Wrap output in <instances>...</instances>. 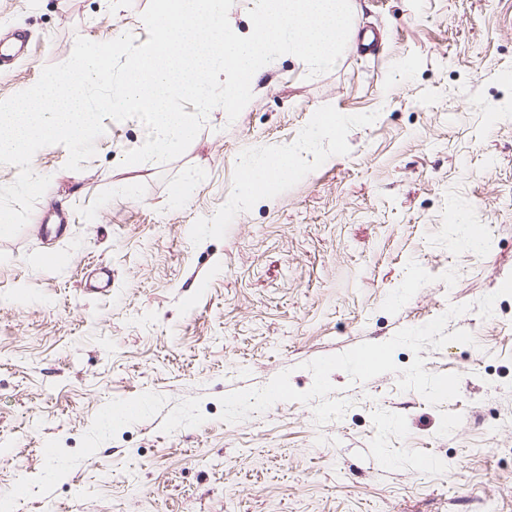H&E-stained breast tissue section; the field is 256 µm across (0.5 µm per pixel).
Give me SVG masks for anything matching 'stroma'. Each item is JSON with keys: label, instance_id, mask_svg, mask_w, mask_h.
I'll return each mask as SVG.
<instances>
[{"label": "stroma", "instance_id": "1", "mask_svg": "<svg viewBox=\"0 0 512 512\" xmlns=\"http://www.w3.org/2000/svg\"><path fill=\"white\" fill-rule=\"evenodd\" d=\"M149 2L0 0V35L28 36L0 100L76 38L144 43ZM353 5V30L380 32L376 55L346 47L312 78L278 57L236 120L212 109L169 162L123 165L147 131L108 117L82 170L61 145L34 154L50 185L0 238V497L14 512H512V296L488 319L471 308L512 274V0ZM281 150L290 173L248 193L247 164ZM465 213L483 218L479 245L449 223ZM101 266L112 290L88 293ZM462 304L446 330L474 344L421 353L426 371L460 375L456 399L338 370L341 419L316 426L298 402L219 418L221 396L285 370L308 391L305 363Z\"/></svg>", "mask_w": 512, "mask_h": 512}]
</instances>
